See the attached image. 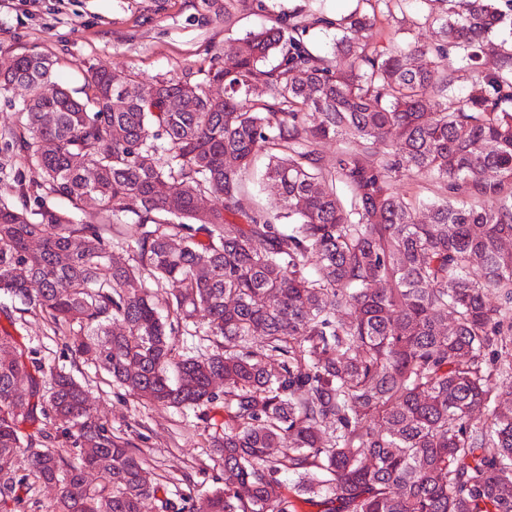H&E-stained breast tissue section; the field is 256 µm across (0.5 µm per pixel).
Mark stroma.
Instances as JSON below:
<instances>
[{
	"label": "stroma",
	"mask_w": 512,
	"mask_h": 512,
	"mask_svg": "<svg viewBox=\"0 0 512 512\" xmlns=\"http://www.w3.org/2000/svg\"><path fill=\"white\" fill-rule=\"evenodd\" d=\"M356 0H0V65L27 53H38L52 64L54 81L81 91L93 66L103 64L118 75H137L150 83L160 79H190L207 84L210 69L222 66L224 53L246 33L272 26L278 15L301 9L344 15ZM422 0H407L401 20L382 24L383 39L434 44V29L415 27L424 11ZM28 90H0V201L33 198L39 191L27 156L12 145L10 135L19 125ZM49 205L68 212L73 222L103 224L99 215L73 209L68 200L49 196ZM137 203L104 226L112 240L114 257L124 259L136 245ZM15 337L17 346L34 352L44 368L38 375L47 385L48 369L69 373L89 391L93 414L120 440L140 453L154 477L156 491L144 503V512H174L182 498L201 502L224 477L223 464L213 452V441L224 433V403L170 408L138 398L113 383L95 363L74 358L67 337L56 333L44 314L25 309L20 300L0 295V330ZM18 499H0V512H48L53 491L29 472L19 458Z\"/></svg>",
	"instance_id": "1"
}]
</instances>
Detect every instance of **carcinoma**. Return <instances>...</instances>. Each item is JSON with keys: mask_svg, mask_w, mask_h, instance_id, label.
<instances>
[{"mask_svg": "<svg viewBox=\"0 0 512 512\" xmlns=\"http://www.w3.org/2000/svg\"><path fill=\"white\" fill-rule=\"evenodd\" d=\"M357 2L248 33L208 73L220 101L187 80L114 87L105 65L82 96L43 97L52 64L16 58L3 83L32 92L15 142L36 185L107 216L136 199L140 235L119 263L101 225L0 202V294L151 403H211L224 385V479L207 512H297L283 473L323 512H512V363L493 360L512 340V47L491 39L512 0H434L418 21L438 43L414 47L372 34L405 0ZM314 26L336 31L332 55L312 48ZM461 64L478 73L465 95ZM328 138L356 146L326 165ZM269 150L278 212L245 211L244 177ZM420 175L466 183L470 202L439 198L418 221L394 182ZM207 197L220 206L202 213ZM196 313L224 344L185 356L172 336ZM26 376L1 331L0 493L24 450L51 512H143L150 473L83 387L52 370L46 393L23 392ZM39 413L72 434L79 464L32 448L20 424Z\"/></svg>", "mask_w": 512, "mask_h": 512, "instance_id": "carcinoma-1", "label": "carcinoma"}]
</instances>
